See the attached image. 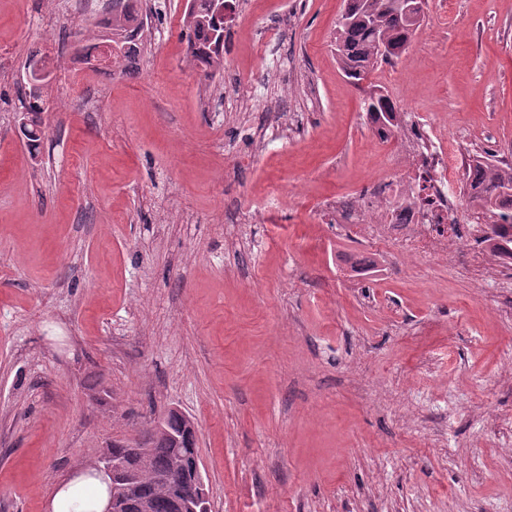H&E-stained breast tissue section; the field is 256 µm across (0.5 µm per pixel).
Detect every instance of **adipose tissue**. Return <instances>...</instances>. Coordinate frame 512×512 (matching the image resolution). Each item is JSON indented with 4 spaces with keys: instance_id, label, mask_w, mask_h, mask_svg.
Here are the masks:
<instances>
[{
    "instance_id": "ef3b65f1",
    "label": "adipose tissue",
    "mask_w": 512,
    "mask_h": 512,
    "mask_svg": "<svg viewBox=\"0 0 512 512\" xmlns=\"http://www.w3.org/2000/svg\"><path fill=\"white\" fill-rule=\"evenodd\" d=\"M112 481L87 467L59 482L47 501V512H105Z\"/></svg>"
}]
</instances>
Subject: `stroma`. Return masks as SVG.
Wrapping results in <instances>:
<instances>
[{
	"mask_svg": "<svg viewBox=\"0 0 512 512\" xmlns=\"http://www.w3.org/2000/svg\"><path fill=\"white\" fill-rule=\"evenodd\" d=\"M185 2L155 0L115 78L68 66L91 10L0 0V512H46L173 406L212 512H512V431L489 422L512 413V272L325 218L409 174L332 52L343 0H249L208 82ZM447 2L371 81L459 158L510 153L512 0ZM38 49L61 62L35 161L15 112Z\"/></svg>",
	"mask_w": 512,
	"mask_h": 512,
	"instance_id": "obj_1",
	"label": "stroma"
}]
</instances>
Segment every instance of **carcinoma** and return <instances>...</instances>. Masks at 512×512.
<instances>
[{
  "label": "carcinoma",
  "instance_id": "obj_1",
  "mask_svg": "<svg viewBox=\"0 0 512 512\" xmlns=\"http://www.w3.org/2000/svg\"><path fill=\"white\" fill-rule=\"evenodd\" d=\"M192 21L180 33L189 40V48L202 49L199 37L219 45L224 42V0H191ZM345 15L350 22H338L336 31V59L344 76L356 87H361L369 73L384 63L401 59L414 39L422 21L408 19L395 5V0H344ZM141 0H112V17L107 25L112 43L130 51V33L143 28ZM387 44L389 53L383 57L378 45ZM21 111L35 115L44 111L38 100V90L22 88L19 91ZM367 120L377 133L387 131L398 124L399 106L388 96L375 89L364 99ZM467 179L482 185L481 193L471 196L467 202L485 211L491 233L478 238V242L499 255L512 260V170L500 167V161L482 155L470 159L466 169ZM139 447L148 452L141 462L135 458L127 460L134 472L139 474L141 487L155 494L154 512H168L166 497L160 482L168 479L171 488L190 494L193 486L184 471H172L176 454L186 455L187 448H174L163 439L149 434Z\"/></svg>",
  "mask_w": 512,
  "mask_h": 512
}]
</instances>
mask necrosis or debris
I'll return each mask as SVG.
<instances>
[{"label": "necrosis or debris", "instance_id": "4bbe7bcc", "mask_svg": "<svg viewBox=\"0 0 512 512\" xmlns=\"http://www.w3.org/2000/svg\"><path fill=\"white\" fill-rule=\"evenodd\" d=\"M390 138L410 164L408 182L382 179L355 198L337 201L338 222L367 225L378 243L392 241L393 229H400L409 252L430 248L445 258L466 252V240L448 229L461 204L455 187L464 175L444 138L413 122L394 129Z\"/></svg>", "mask_w": 512, "mask_h": 512}]
</instances>
